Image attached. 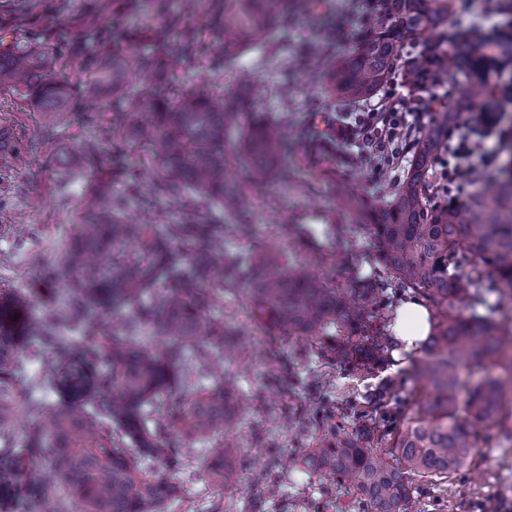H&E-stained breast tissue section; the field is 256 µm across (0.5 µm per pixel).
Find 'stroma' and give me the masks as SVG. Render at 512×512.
I'll return each mask as SVG.
<instances>
[{
	"label": "stroma",
	"mask_w": 512,
	"mask_h": 512,
	"mask_svg": "<svg viewBox=\"0 0 512 512\" xmlns=\"http://www.w3.org/2000/svg\"><path fill=\"white\" fill-rule=\"evenodd\" d=\"M180 0H0V51L19 45L40 44L58 52L55 68L73 92L67 104L75 118L58 123L43 117L19 91L0 89V292L39 288L45 271L60 261L69 243L72 221L82 207L85 181L65 178L63 169L77 153L81 141L100 134V116H87L78 96L90 49L98 44L119 50L124 31L136 28L139 15L152 11L166 22ZM307 17L292 20L275 37L278 57L259 65L260 49L225 60L210 51L209 30L194 25L198 61L168 67L164 77L154 68L142 70L131 90H160L173 95L198 86L224 92L236 91L243 77H251L257 107L276 122L288 147V164L295 172L289 184H272L267 195L246 194L240 213L250 224L249 233L233 231L237 214L224 215V251L250 257L262 241L282 244L289 262L308 264L338 288L349 287L373 270L370 237L358 231L334 199L336 183L351 187L358 197L378 205L390 199L407 172L406 163L383 174L343 164L311 122L330 112H354L359 102H330L323 95L317 74L291 67L298 50L320 47L327 30L343 22L348 0H313ZM453 12H466L468 21H480L479 35L512 38V8L500 0H451ZM288 95H280L281 84ZM21 148L24 168H16L12 153ZM87 178L107 174L113 195L126 203L129 220L148 219L152 224L177 222V212L147 209L145 199L161 171L149 161L144 141L130 138L115 145L111 156L85 167ZM209 312L226 325L252 330L256 320L245 292L216 293ZM404 368L390 363L375 367L368 378L353 380L347 367L321 358L317 343L302 339L270 344L257 334L250 347L225 359L224 371L236 378L248 396L237 421L236 435L243 453L235 462L238 479L227 486L213 484L204 462L211 457L219 437L196 441L195 451L183 466L172 469L155 461L144 465L148 475L164 476L181 489L168 512H361L358 495L347 492L323 475L298 465L280 466L282 457L298 455L335 425L355 430L362 424L352 414L350 401L379 384L392 385L399 399L393 410L415 412L409 395L415 355ZM274 467L273 488L257 485L263 468ZM421 489L413 512H482L495 502L500 512H512V441L498 432L483 433L477 448L461 469L448 476L416 478Z\"/></svg>",
	"instance_id": "35a3bbf8"
}]
</instances>
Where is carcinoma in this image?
Returning a JSON list of instances; mask_svg holds the SVG:
<instances>
[{"label": "carcinoma", "instance_id": "1", "mask_svg": "<svg viewBox=\"0 0 512 512\" xmlns=\"http://www.w3.org/2000/svg\"><path fill=\"white\" fill-rule=\"evenodd\" d=\"M302 2L220 0L212 5L223 16L216 50L235 56L270 45L271 35ZM448 8L449 0H391L383 13L365 21L355 47L329 61V92L350 100L376 94L403 54L404 38L428 25H445ZM161 46L172 63L194 53V40L183 29H170ZM511 60L508 44L462 37L446 51L435 45L413 77L456 69L467 84L462 112L491 96L489 72ZM146 64L157 66L135 45L110 52L93 63L80 91L103 105L123 98ZM2 87L21 89L37 111L65 118L67 89L38 48L0 53ZM250 106L245 88L217 96L198 87L173 101L155 91L143 93L129 101L112 133L81 146L82 159L97 158L112 151L113 140L134 132L164 172L145 205L165 201L182 220L160 233L148 224H127L121 217L124 201L112 197L108 181L94 182L70 246L47 270L48 287L39 289H68L65 312L35 313L24 288L0 293V512H165L177 486L147 477L141 465H183L187 449L170 447L173 428L189 441L224 433L208 473L216 485L230 483V465L240 454L234 431L244 395L222 376L216 355L220 348L233 352L239 342L223 321L206 313L208 285L217 277L227 292L240 283L249 286L269 341L320 337L322 354L354 374L398 348L387 334L392 315L383 302L382 280L412 289L432 305L431 331L411 391L422 394L418 410L385 431L374 420L353 432L338 425L301 460L364 496L367 512H411L418 494L412 475L458 470L485 431L512 436V328L475 311L490 295L500 303L512 301V173L491 179L463 203L431 205L428 174L441 147L433 131L414 148L390 202L372 207L339 189L356 226L372 234L384 279L333 288L310 268L280 260L272 242L248 262L224 254V225L202 219L179 193L182 187L195 189L198 207L219 216L262 181L288 180L277 127L257 118L242 125ZM457 112L445 113L446 121L454 123ZM237 129L233 158L253 178L235 185L225 180V134ZM126 244L138 245L144 256L131 257ZM161 284L165 291L159 293ZM466 301L473 308L468 316L459 308ZM111 316L122 317L120 327L106 321ZM155 338L164 351L152 345ZM32 361L39 365L32 387L50 390L58 402L36 394L20 400L17 385ZM470 364L483 374L464 382L461 372ZM205 375L212 378L210 389L200 388ZM23 419L29 425L20 439ZM386 439L388 461L372 448ZM39 469L57 472L59 482L37 477Z\"/></svg>", "mask_w": 512, "mask_h": 512}]
</instances>
